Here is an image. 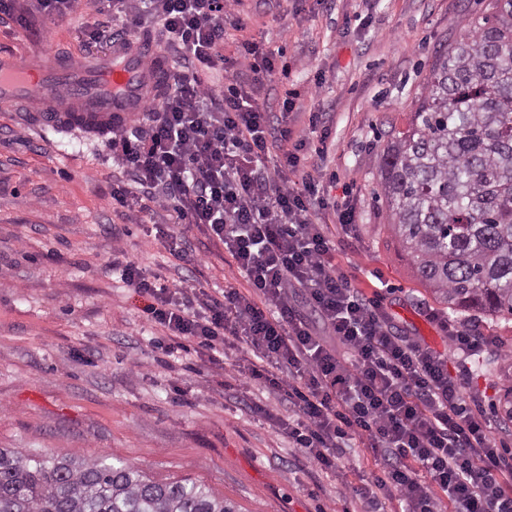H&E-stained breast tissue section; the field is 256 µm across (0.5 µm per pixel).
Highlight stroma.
I'll use <instances>...</instances> for the list:
<instances>
[{"instance_id":"stroma-1","label":"stroma","mask_w":512,"mask_h":512,"mask_svg":"<svg viewBox=\"0 0 512 512\" xmlns=\"http://www.w3.org/2000/svg\"><path fill=\"white\" fill-rule=\"evenodd\" d=\"M489 0H244L229 11L244 32L228 31L222 52L235 58L242 38L279 48L261 91L278 111L286 90L298 93L293 124L319 113L328 134L316 176L333 197L350 194L357 222L323 212L336 264L364 288H380L402 333L448 353L450 373L469 378L468 395L485 409L492 432L512 449V361L499 352L474 360L450 351L425 307L440 302L416 279L387 233L379 158L404 129L441 43ZM26 26L0 19V54L38 61L47 51L89 65L108 58L82 43L100 16L93 0L51 26L17 0ZM37 103L0 110V448L29 454L113 455L158 480L189 478L241 505L243 512H355L347 489L374 463L350 448L347 468L325 474L292 447L269 419L285 415L278 396L238 375L244 353L230 348L220 366L196 353L157 363L162 332L146 301L108 268L113 244L149 271L186 286L244 288L222 245L197 228L192 262L171 255L156 237L166 211L133 213L112 202L121 170L104 138L81 128L39 124Z\"/></svg>"}]
</instances>
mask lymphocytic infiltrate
I'll return each instance as SVG.
<instances>
[{"label": "lymphocytic infiltrate", "mask_w": 512, "mask_h": 512, "mask_svg": "<svg viewBox=\"0 0 512 512\" xmlns=\"http://www.w3.org/2000/svg\"><path fill=\"white\" fill-rule=\"evenodd\" d=\"M113 2L126 33L154 19L184 63L138 124L108 132L124 174L112 199L171 212L166 242L183 258L193 255L185 226L203 230L247 284L215 293L170 284L113 246L108 266L145 298L148 321L170 339L167 355L191 348L214 364L226 348L245 349L248 378L290 409L276 427L321 472L337 473L355 444L370 448L377 467L353 489L362 512H382L386 500L400 512H512V457L481 406L467 405V377L449 375L447 354L395 332L380 292L337 268L315 217L325 192L314 160L324 150L308 148L290 122L293 92L276 118L259 102L275 50L242 41L237 74L217 92L207 77L224 68L227 0ZM427 316L464 356L496 345L447 314Z\"/></svg>", "instance_id": "1"}]
</instances>
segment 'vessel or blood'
Wrapping results in <instances>:
<instances>
[{"mask_svg": "<svg viewBox=\"0 0 512 512\" xmlns=\"http://www.w3.org/2000/svg\"><path fill=\"white\" fill-rule=\"evenodd\" d=\"M169 68L168 60L154 57L145 38L115 43L111 58L98 69L52 56L33 64L0 54V106L36 101L42 105V124L101 134L140 111L149 89L167 79Z\"/></svg>", "mask_w": 512, "mask_h": 512, "instance_id": "obj_1", "label": "vessel or blood"}]
</instances>
